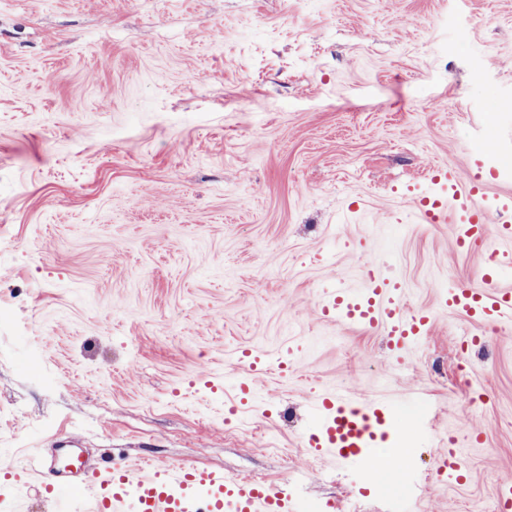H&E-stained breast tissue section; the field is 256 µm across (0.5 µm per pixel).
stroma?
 <instances>
[{"instance_id": "35a3bbf8", "label": "stroma", "mask_w": 512, "mask_h": 512, "mask_svg": "<svg viewBox=\"0 0 512 512\" xmlns=\"http://www.w3.org/2000/svg\"><path fill=\"white\" fill-rule=\"evenodd\" d=\"M438 167L512 201V0H0V512H62L37 460L67 435L133 482L398 512L308 450L327 392L396 404L411 512H499L512 325L440 303L498 242L419 220ZM369 260L432 312L418 346L320 315ZM452 445L466 482L432 476Z\"/></svg>"}]
</instances>
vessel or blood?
<instances>
[{"instance_id": "b4317fda", "label": "vessel or blood", "mask_w": 512, "mask_h": 512, "mask_svg": "<svg viewBox=\"0 0 512 512\" xmlns=\"http://www.w3.org/2000/svg\"><path fill=\"white\" fill-rule=\"evenodd\" d=\"M432 182L443 191L421 199L422 220L454 225L455 241L461 247L490 232L500 242L512 241V223L505 219L512 206L474 208L477 185L461 184L439 169ZM511 270L512 253L491 257L482 272L484 287L449 289L446 306L475 321L511 322L512 289L497 285ZM365 278L360 291L341 284L323 294L321 314L352 326L383 329L398 349L420 344L431 329V313L408 310L375 264L367 265ZM317 413L320 423L308 437L310 451L354 460L378 471L392 469L393 460L382 448L394 424L391 405L360 403L331 392L321 397ZM58 451L74 463L56 469L55 489L89 500L91 512H297L288 493L249 478L173 463L133 482L125 468H103L83 456L78 436L63 438Z\"/></svg>"}]
</instances>
